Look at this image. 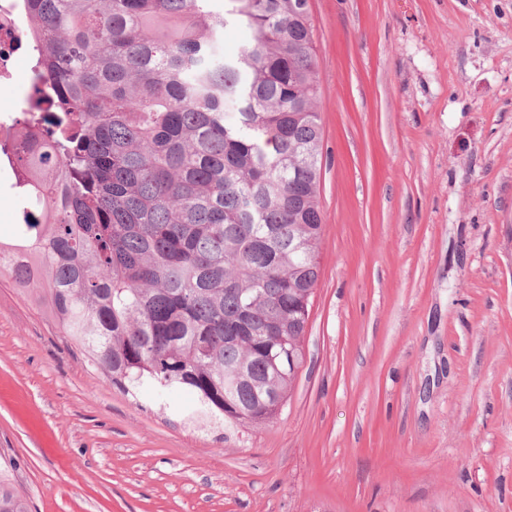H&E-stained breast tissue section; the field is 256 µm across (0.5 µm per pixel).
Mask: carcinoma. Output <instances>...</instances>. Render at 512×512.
Here are the masks:
<instances>
[{
  "instance_id": "carcinoma-1",
  "label": "carcinoma",
  "mask_w": 512,
  "mask_h": 512,
  "mask_svg": "<svg viewBox=\"0 0 512 512\" xmlns=\"http://www.w3.org/2000/svg\"><path fill=\"white\" fill-rule=\"evenodd\" d=\"M23 2L50 96L15 119L31 149L0 142L26 199L0 276L125 392L273 421L320 275L312 15L301 0ZM231 24L247 39L227 54ZM0 512H28L1 478Z\"/></svg>"
}]
</instances>
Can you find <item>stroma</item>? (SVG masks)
Listing matches in <instances>:
<instances>
[{"label":"stroma","mask_w":512,"mask_h":512,"mask_svg":"<svg viewBox=\"0 0 512 512\" xmlns=\"http://www.w3.org/2000/svg\"><path fill=\"white\" fill-rule=\"evenodd\" d=\"M320 277L278 418L112 386L0 283L30 512H512V0H312Z\"/></svg>","instance_id":"stroma-1"}]
</instances>
